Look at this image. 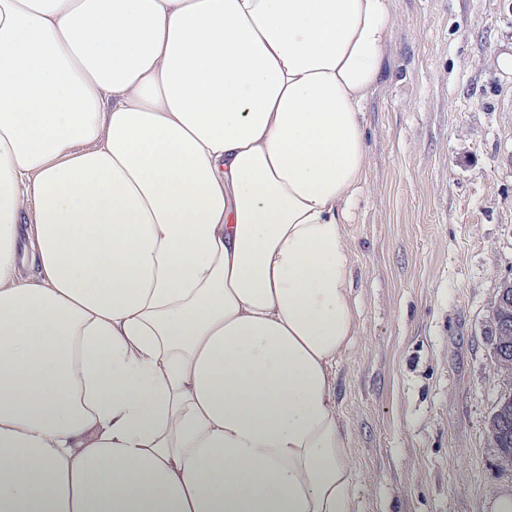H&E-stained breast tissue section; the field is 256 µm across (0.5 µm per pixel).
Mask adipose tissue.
<instances>
[{
    "label": "adipose tissue",
    "instance_id": "obj_1",
    "mask_svg": "<svg viewBox=\"0 0 512 512\" xmlns=\"http://www.w3.org/2000/svg\"><path fill=\"white\" fill-rule=\"evenodd\" d=\"M395 12L0 0V512H349Z\"/></svg>",
    "mask_w": 512,
    "mask_h": 512
}]
</instances>
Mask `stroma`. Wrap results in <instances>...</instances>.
Returning <instances> with one entry per match:
<instances>
[{
	"instance_id": "35a3bbf8",
	"label": "stroma",
	"mask_w": 512,
	"mask_h": 512,
	"mask_svg": "<svg viewBox=\"0 0 512 512\" xmlns=\"http://www.w3.org/2000/svg\"><path fill=\"white\" fill-rule=\"evenodd\" d=\"M392 75L351 207L358 334L336 365L350 512H497L487 431L512 374L488 332L512 277V0H396Z\"/></svg>"
}]
</instances>
